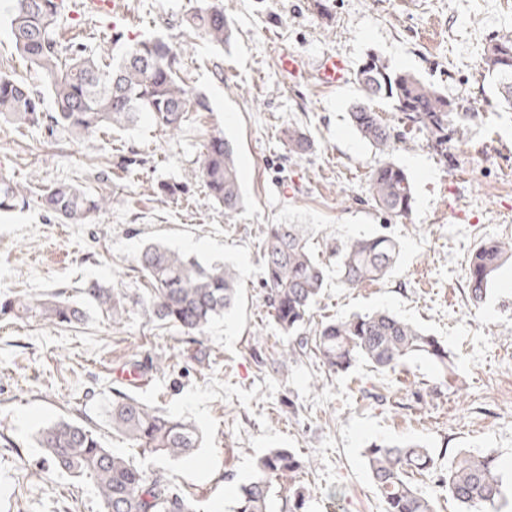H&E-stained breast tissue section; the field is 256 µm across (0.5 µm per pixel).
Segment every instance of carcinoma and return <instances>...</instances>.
Instances as JSON below:
<instances>
[{"label":"carcinoma","mask_w":512,"mask_h":512,"mask_svg":"<svg viewBox=\"0 0 512 512\" xmlns=\"http://www.w3.org/2000/svg\"><path fill=\"white\" fill-rule=\"evenodd\" d=\"M68 0H12L10 29L16 50L38 69L48 85L54 111L43 110L41 95L29 82L0 76V118L14 124L39 126L49 134L58 130L75 142L101 129H131L148 117L157 126L179 130L187 112L208 109L205 98L180 76L182 43L169 37H148L126 44L105 60L80 39L59 36L56 24ZM188 26L222 47L231 36L219 0H196ZM484 64L498 78L500 94L512 108V32L491 39ZM354 79L365 100L353 105L350 121L361 138L379 153L395 150L393 131L367 101L387 99L406 122L431 134L432 147L447 151L454 127V106L448 96L409 71H395L370 55ZM312 150V141L300 128L288 130V151L298 159ZM199 170L209 196L237 212L242 205L241 175L233 148L224 132L211 133L199 158ZM376 207L395 218L413 209V187L405 171L385 161L368 184ZM44 210L70 224H84L107 210L111 197L78 183H56L42 190ZM28 205L20 185L0 174V213ZM311 230L304 224H269L261 241L263 288L273 323L292 337L282 357L294 359L313 347L326 371L339 374L365 363L382 374L394 373L410 362L425 360L448 372L445 347L420 327L386 311L374 310L329 320L312 336L302 329L322 294L326 270L310 246ZM399 247L383 234L362 235L336 252L337 274L344 286L356 288L386 276L396 263ZM512 258V241L491 240L473 253L467 272L470 303L486 299L496 272ZM137 268L150 291L143 303L150 320L170 325L187 337L200 336L214 320L234 310L239 302L240 272L218 260L202 262L161 243L145 245ZM82 294L119 324L126 313V297L97 280L83 284ZM36 319L55 324H77L84 309L73 302L44 294L0 301V317ZM112 402V429L141 448L137 462L104 447L95 432L75 419L54 420L41 427L36 444L45 450L52 467L93 483L102 512H199L198 502L177 486L166 471L147 462L154 456L183 462L200 447L195 425L148 405L135 394L116 390ZM363 465L384 504V512H436L435 495L420 490L414 476L436 473L437 460L418 443H376L362 449ZM308 464L289 448H270L256 458L251 478L238 486L229 512H309L315 488L300 480ZM463 512H502L506 488L492 456L460 453L448 461L437 480Z\"/></svg>","instance_id":"obj_1"}]
</instances>
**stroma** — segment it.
<instances>
[{
	"mask_svg": "<svg viewBox=\"0 0 512 512\" xmlns=\"http://www.w3.org/2000/svg\"><path fill=\"white\" fill-rule=\"evenodd\" d=\"M0 0V75L43 77L16 51ZM223 0L232 36L222 47L189 32L194 0H120L89 9L71 0L60 32H82L96 55L116 53L103 32L191 42L183 76L209 108L189 112L177 134L144 121L108 128L82 143L40 127L17 131L0 120V172L25 186L26 209L0 215V299L63 292L82 302V283L97 280L127 297L121 323L91 307L77 325L0 321V512H102L93 485L53 469L35 443L46 423L84 421L115 453L139 448L112 429L119 378L138 362L149 379L137 388L146 403L195 424L202 445L174 466L158 457L202 512H227L256 457L291 448L312 462L306 481L320 495L311 512H383L361 451L372 442L422 444L448 463L458 453L497 457L512 477V262L497 274L481 307L466 287L467 262L484 241L512 238V111L496 101L495 78L482 60L489 40L512 31V0ZM306 64L290 82L278 54ZM330 53L358 67L376 54L390 67L434 84L456 103L464 125L440 159L427 131L405 124L390 102L374 107L399 139L391 160L408 174L415 203L408 218L378 209L368 194L382 155L350 125L363 93L353 79L335 88L313 74ZM307 130L314 143L300 160L288 157L284 129ZM223 129L237 151L244 203L231 215L210 198L198 160L210 130ZM104 171L90 181L89 169ZM300 179L294 196L280 187ZM88 181L111 196L110 207L84 224H64L40 204L43 186ZM183 185L166 199L158 182ZM270 224H305L313 252L327 262L326 286L312 324L386 310L437 336L452 354L454 375L426 361L397 375L359 366L325 374L314 355L278 363L289 343L270 320L262 288L260 243ZM384 233L399 245L384 279L348 288L336 277L329 248ZM159 242L199 260H222L242 273L239 307L214 321L196 341L149 323L139 298L145 282L135 259ZM342 489L338 499L328 490Z\"/></svg>",
	"mask_w": 512,
	"mask_h": 512,
	"instance_id": "1",
	"label": "stroma"
}]
</instances>
